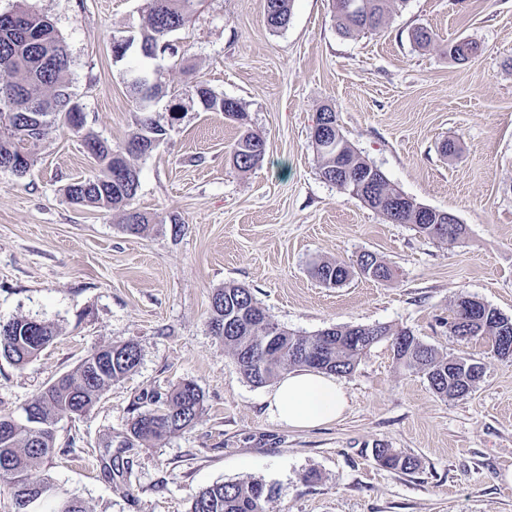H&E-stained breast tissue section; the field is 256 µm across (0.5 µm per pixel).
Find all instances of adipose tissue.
I'll return each mask as SVG.
<instances>
[{
  "mask_svg": "<svg viewBox=\"0 0 512 512\" xmlns=\"http://www.w3.org/2000/svg\"><path fill=\"white\" fill-rule=\"evenodd\" d=\"M346 405L345 392L333 376L300 370L280 381L269 410L281 423L308 428L335 421Z\"/></svg>",
  "mask_w": 512,
  "mask_h": 512,
  "instance_id": "1",
  "label": "adipose tissue"
}]
</instances>
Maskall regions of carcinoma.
Masks as SVG:
<instances>
[{"label": "carcinoma", "instance_id": "1", "mask_svg": "<svg viewBox=\"0 0 512 512\" xmlns=\"http://www.w3.org/2000/svg\"><path fill=\"white\" fill-rule=\"evenodd\" d=\"M198 0H148V17L141 32L146 49L163 50L172 58L180 56V46L174 36L186 25L195 11ZM406 0H334L338 30L345 37L381 29L389 14ZM266 22L273 30L288 25L292 0H266ZM477 50L473 42H451L446 54L463 62ZM69 68L63 40L46 18L17 9L10 17L0 16V168L11 163L20 152L27 155L25 167L15 173L25 175L34 165L30 146L41 140L47 130L60 121L79 133L86 122H77L69 112L72 95L65 76ZM132 93L139 100L140 111L146 112L162 93L151 81L130 82ZM185 98L195 102L203 96L217 101L222 95L202 82L185 90ZM224 112L243 128L231 145L233 164L247 170L257 165L264 152L252 151L251 145L263 142L257 133L247 128L242 104L232 99L227 106L208 108ZM331 124L330 134L336 137L331 151L316 149L322 177L335 181L343 193L355 197L386 218L399 224H411L420 234L438 239L459 238L460 227L446 224H416L412 204H390L389 198L400 194L385 175L367 162L341 132L337 115L329 108L322 109ZM165 130L148 116L141 120V129L128 143H152L160 140ZM83 146L97 152L98 171L69 185L78 191L72 203L95 208L124 209V228L132 234L147 229L148 218L131 208L139 186L134 165L127 167L123 181H112V146L88 132ZM314 274L325 285L344 284L352 271L338 262H323L314 267ZM251 291L229 283L217 290L211 300L210 326L224 342L244 377L255 386H265L293 368H305L319 373L346 376L350 374L372 345L352 341L355 327H335L333 344L324 346L325 332L311 336L298 335L268 319L266 326L248 327L243 320L264 316ZM372 338L391 342L400 366L426 376L433 391L443 399L454 400L468 395L479 379L470 374L476 362L462 357H440L407 329L393 330L385 325L367 327ZM449 334L461 339H481L498 357L511 360L500 349V342L512 339V318L489 308L487 321L467 322L456 308L448 315ZM56 338L54 328L27 317H15L0 322V357L23 366L34 359ZM137 344H110L93 349L72 373L64 374L29 400L22 411L32 410V416L0 415V490L11 495L13 512H86L82 500L61 496L49 479L33 481L31 473L47 468L56 448L55 425L63 416H75L77 411L88 412L101 398L105 389L140 363ZM203 393L193 381L174 385L166 397L154 401V407L137 413L128 434L139 442H157L194 425L203 411ZM377 464L397 473L415 471L416 458L379 447L373 450ZM274 498V489L261 479L215 484L202 490L191 502L187 512H267L266 504Z\"/></svg>", "mask_w": 512, "mask_h": 512}]
</instances>
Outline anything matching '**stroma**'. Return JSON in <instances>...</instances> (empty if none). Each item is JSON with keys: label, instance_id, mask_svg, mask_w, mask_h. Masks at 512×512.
I'll return each mask as SVG.
<instances>
[{"label": "stroma", "instance_id": "1", "mask_svg": "<svg viewBox=\"0 0 512 512\" xmlns=\"http://www.w3.org/2000/svg\"><path fill=\"white\" fill-rule=\"evenodd\" d=\"M21 7L62 36L70 90L113 149L142 117L128 70L147 68L164 91L150 116L165 135L134 161L133 207L149 220L141 235L125 231L122 211L68 200L66 187L97 163L65 127L48 130L27 175L0 170V321L23 316L58 332L26 365L0 358V414H20L93 347L141 351L93 409L57 422L48 473L59 492L88 512H187L208 486L257 478L278 489L269 512H512V361L447 326L461 293L512 317V0H406L380 31L352 38L337 30L332 0H294L278 31L265 0H200L177 35L179 64L135 48L114 59L115 40L139 37L147 0H0V12ZM419 27L436 47L414 42ZM459 40L479 46L463 64L444 52ZM194 80L242 103L266 143L259 164L234 166L239 128L223 113L171 114L173 91ZM326 107L393 187L454 214L465 234L429 238L325 181L311 132ZM365 252L394 278L355 274L330 288L313 275L324 261L356 266ZM227 283L249 288L292 332L405 328L439 355L474 359L483 376L468 396L441 399L384 340L341 377V418L285 426L268 409L273 385L248 382L209 327L211 297ZM184 380L204 394L199 422L126 445L137 411ZM379 446L418 468H382ZM107 453L119 466L110 477Z\"/></svg>", "mask_w": 512, "mask_h": 512}]
</instances>
